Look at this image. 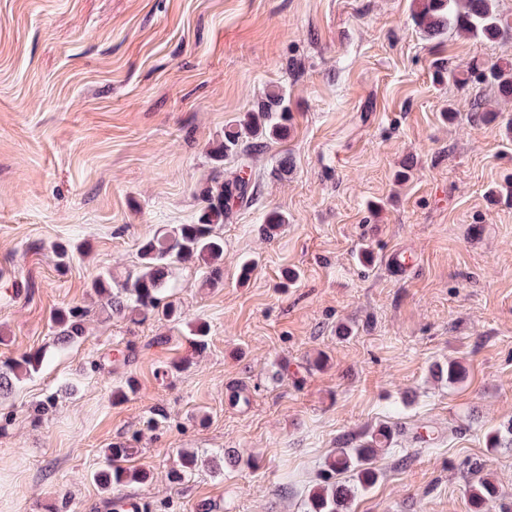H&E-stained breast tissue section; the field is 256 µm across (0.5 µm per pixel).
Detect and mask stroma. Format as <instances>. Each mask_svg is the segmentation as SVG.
<instances>
[{
  "label": "stroma",
  "mask_w": 512,
  "mask_h": 512,
  "mask_svg": "<svg viewBox=\"0 0 512 512\" xmlns=\"http://www.w3.org/2000/svg\"><path fill=\"white\" fill-rule=\"evenodd\" d=\"M412 13L413 0H0V360L46 354L0 405V512H115L121 497L145 512H306L340 440L382 425L412 458L379 455L349 512H469L474 459L512 497V447L486 440L512 426V99L454 79L512 63V36L432 37ZM275 86L288 135L255 157L257 201L217 227L223 286L177 263L184 324L106 318L94 277L137 272L143 238L197 222L201 187L237 167L211 151ZM273 213L285 222L268 240ZM80 243L61 263L55 246ZM391 252L411 269L388 273ZM73 305L90 308L87 333L63 347L51 317ZM451 359L463 384L431 373ZM129 378L137 393L113 399ZM425 425L429 450L412 439ZM119 442L153 479L107 492L92 474ZM221 448L252 462H217ZM185 450L200 461L170 482Z\"/></svg>",
  "instance_id": "stroma-1"
}]
</instances>
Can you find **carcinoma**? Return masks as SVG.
<instances>
[{
  "mask_svg": "<svg viewBox=\"0 0 512 512\" xmlns=\"http://www.w3.org/2000/svg\"><path fill=\"white\" fill-rule=\"evenodd\" d=\"M415 17L418 24L432 36L452 28L469 38L493 41L512 32V22L502 16L495 0H417ZM489 76L497 83L505 97H512V65L492 66ZM287 106L285 95L269 90L257 109L244 113L236 124L224 130V140L211 152V160L224 162V156L235 154L239 158L238 171L229 179L213 180L201 189L205 206L195 224H177L145 238L139 247V271L117 280L105 272L91 282V288L103 301L107 316L154 314L178 324L182 312L170 300L167 269L176 262H194L199 267L203 282L216 287L224 282V238L214 228L232 215L234 207H245L255 200L256 180L252 177V161L260 151L263 140L284 137ZM90 310L80 305L60 309L53 314L56 342L68 345L85 335V319ZM42 362L40 352L0 361V399L13 394L21 380L36 372ZM437 379L450 384L465 379L466 367L458 360L432 369ZM393 429L384 426L373 431L363 441L348 440L341 443L326 459L321 479L308 489L307 512H346L348 503L361 490L371 488L379 478L372 467L373 461L393 443ZM136 449L120 444L108 448L103 454L94 481L105 490H114L129 483H146L150 472L127 466ZM198 455L182 453L181 468L170 473V479L180 482L197 465ZM475 480L469 482L467 496L472 512H512V500L501 496L498 486L481 475L479 462L469 464ZM346 475L352 480H340Z\"/></svg>",
  "mask_w": 512,
  "mask_h": 512,
  "instance_id": "obj_1",
  "label": "carcinoma"
}]
</instances>
